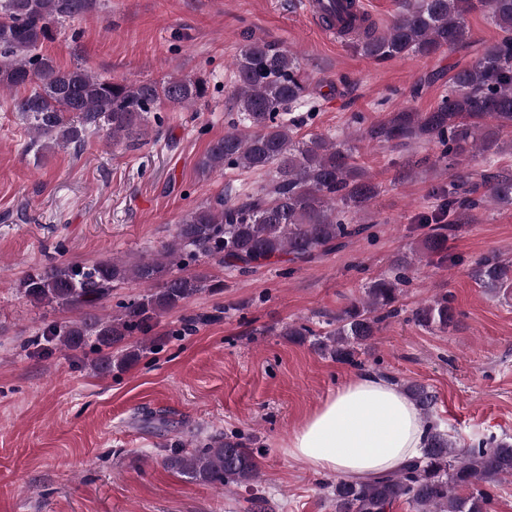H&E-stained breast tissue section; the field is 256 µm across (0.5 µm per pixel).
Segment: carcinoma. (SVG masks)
<instances>
[{
  "label": "carcinoma",
  "instance_id": "cac0c4a2",
  "mask_svg": "<svg viewBox=\"0 0 512 512\" xmlns=\"http://www.w3.org/2000/svg\"><path fill=\"white\" fill-rule=\"evenodd\" d=\"M91 0H0V92L26 85L31 92L14 99V111L28 123L40 150L81 147L87 136L106 130L112 144L133 143L158 105L185 108L204 98L207 82L198 77L166 81L114 82L82 68L60 69L47 56L33 54L53 39V26L83 13ZM486 10L499 37L484 46L470 66L448 78V90L427 112L400 108L357 132L356 140L409 146L437 143L452 166L468 152L497 154L502 134L512 135V0H407V7L384 28L374 23L349 37L365 57L385 62L396 57H432L464 44L466 16ZM230 98L237 120L212 142L199 163L207 176L226 168L264 171L271 178L258 188L227 193L189 211L171 239L155 254L126 265L110 261L61 262L34 268L19 291L39 305L94 306L115 284L133 281L144 293L119 303L112 316L88 315L82 321L52 322L42 336L62 350L90 348L91 368L110 374L137 363L152 351L159 318L180 309L203 291L218 293L224 281L187 269L207 262L229 272H248L286 261L306 262L330 252L340 240L362 234L354 223L377 194V186L356 165L354 146L324 135L298 137L296 113L312 111L313 89L297 55L278 43L251 39L231 72ZM443 212H461L483 203L511 204L512 178L486 175L467 186L459 176L434 189ZM438 224L424 237L418 262H448V230ZM478 283L491 290L512 286V261L496 255L473 268ZM407 279L381 277L336 314V325L317 334L293 322L284 335L311 341L319 353L339 363L362 367L366 349L380 324L398 314ZM425 329L445 330L456 322L453 297L443 293L413 311ZM137 337L133 345L127 340ZM117 349L120 355L112 356ZM404 391L429 416L435 395L409 382ZM164 465L186 478L214 487L250 485L259 478L255 453L242 439L214 435L202 448L185 449L179 440ZM512 477V438L489 436L461 448L447 430L429 422L420 456L401 469L368 480L341 478L332 486L334 512H390L404 502L414 512H489V487ZM465 490L467 495L458 494Z\"/></svg>",
  "mask_w": 512,
  "mask_h": 512
}]
</instances>
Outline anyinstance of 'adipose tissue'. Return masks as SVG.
I'll list each match as a JSON object with an SVG mask.
<instances>
[{
    "instance_id": "1",
    "label": "adipose tissue",
    "mask_w": 512,
    "mask_h": 512,
    "mask_svg": "<svg viewBox=\"0 0 512 512\" xmlns=\"http://www.w3.org/2000/svg\"><path fill=\"white\" fill-rule=\"evenodd\" d=\"M427 423L386 379L361 374L337 388L294 429L290 458L313 472L369 479L417 457Z\"/></svg>"
}]
</instances>
